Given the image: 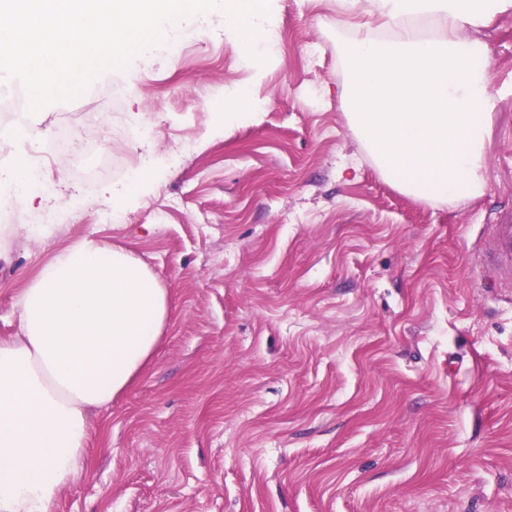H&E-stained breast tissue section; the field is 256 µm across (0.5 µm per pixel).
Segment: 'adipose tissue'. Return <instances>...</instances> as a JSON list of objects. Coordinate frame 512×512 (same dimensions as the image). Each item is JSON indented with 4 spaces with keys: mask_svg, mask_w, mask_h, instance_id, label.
<instances>
[{
    "mask_svg": "<svg viewBox=\"0 0 512 512\" xmlns=\"http://www.w3.org/2000/svg\"><path fill=\"white\" fill-rule=\"evenodd\" d=\"M395 28L345 46L349 120L381 175L412 198L463 200L483 186L494 101L487 43L465 37L512 0H369ZM436 24L420 35L416 24ZM0 339V512H52L77 474L93 412L151 359L170 300L131 252L92 238L59 250L16 300Z\"/></svg>",
    "mask_w": 512,
    "mask_h": 512,
    "instance_id": "adipose-tissue-1",
    "label": "adipose tissue"
}]
</instances>
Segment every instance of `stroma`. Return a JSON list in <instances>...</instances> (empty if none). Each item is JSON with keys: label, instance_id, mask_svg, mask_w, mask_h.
<instances>
[{"label": "stroma", "instance_id": "35a3bbf8", "mask_svg": "<svg viewBox=\"0 0 512 512\" xmlns=\"http://www.w3.org/2000/svg\"><path fill=\"white\" fill-rule=\"evenodd\" d=\"M269 18L261 67L212 10L168 31L178 54L148 51L32 119L40 138L75 135L45 177L77 210L45 240L6 214L0 337L84 238L132 251L171 300L53 512H512V294L474 261L512 211V10L466 32L497 88L483 190L436 204L379 174L342 106L343 47L378 20L336 0H271ZM243 87L260 113L225 124Z\"/></svg>", "mask_w": 512, "mask_h": 512}]
</instances>
